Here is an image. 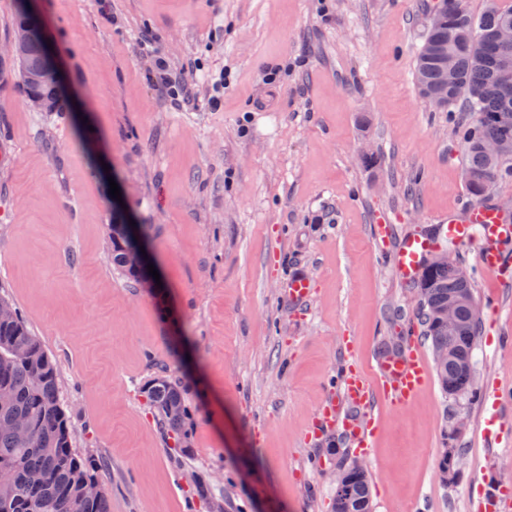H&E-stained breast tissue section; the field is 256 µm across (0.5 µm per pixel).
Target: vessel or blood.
I'll return each instance as SVG.
<instances>
[{
	"instance_id": "b4317fda",
	"label": "vessel or blood",
	"mask_w": 512,
	"mask_h": 512,
	"mask_svg": "<svg viewBox=\"0 0 512 512\" xmlns=\"http://www.w3.org/2000/svg\"><path fill=\"white\" fill-rule=\"evenodd\" d=\"M440 235L448 244L455 246L474 239L482 240L478 262L485 272H499L508 261L503 245L512 240V226L503 223L495 209L475 205L461 214L449 216L441 225ZM432 248L433 241L427 236L412 234L404 237L391 258L396 275L405 281L412 280ZM430 377V366L417 343L412 341L403 355L383 359L373 374H365L359 369L349 373L343 380L341 397L346 402L364 407L370 403L375 389L379 388L395 406L402 407L427 388ZM323 418L335 423L341 434L352 439L358 447H369L373 434L369 425L340 419L338 410L331 404L324 407Z\"/></svg>"
}]
</instances>
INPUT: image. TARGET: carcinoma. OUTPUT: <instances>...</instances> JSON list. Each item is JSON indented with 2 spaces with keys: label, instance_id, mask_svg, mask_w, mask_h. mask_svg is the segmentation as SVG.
Returning <instances> with one entry per match:
<instances>
[{
  "label": "carcinoma",
  "instance_id": "1",
  "mask_svg": "<svg viewBox=\"0 0 512 512\" xmlns=\"http://www.w3.org/2000/svg\"><path fill=\"white\" fill-rule=\"evenodd\" d=\"M19 19L15 27L29 26L26 58L45 69L53 59L45 54L40 28L29 21L25 0H17ZM512 23V8L491 5L477 16L467 13L463 0H442L435 9L424 44L448 49L458 72V81L448 89L447 107L463 103L472 113L463 145V177L469 194L481 203L500 180L512 177V155L493 158L483 149L491 140L512 143V96L504 94L498 80L496 60L499 48L495 34ZM441 64L428 51H419L415 81L420 92L440 83ZM142 226L120 221L109 225L108 257L124 277L139 282L145 271L132 265V253L147 244ZM420 296L418 324L431 340L434 354L448 353L435 361L443 390L451 396H474L473 365L462 358L472 356L478 331V308L473 284H462L454 266L432 263L422 266L413 281ZM461 291L469 299L459 306L458 324L436 318V311L448 297ZM60 378L55 361L26 327L18 311L0 319V512H109L108 492L98 477L100 465L79 457L72 448L73 435L61 404ZM160 427L186 446L182 425L187 415L185 389L181 383L158 376L144 387ZM26 427L20 437L15 424ZM96 485V495L87 487ZM335 512H371V491L367 473L347 475L345 494L334 499Z\"/></svg>",
  "mask_w": 512,
  "mask_h": 512
}]
</instances>
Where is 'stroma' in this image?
<instances>
[{"instance_id": "1", "label": "stroma", "mask_w": 512, "mask_h": 512, "mask_svg": "<svg viewBox=\"0 0 512 512\" xmlns=\"http://www.w3.org/2000/svg\"><path fill=\"white\" fill-rule=\"evenodd\" d=\"M27 4L66 98L32 111L0 58V297L57 357L74 449L105 461L110 512H210L217 500L226 512H334L338 468L357 455L373 512H477L512 493V454L482 437L493 411L512 435V403L496 411L483 396L512 389L499 341L512 333V267L478 271L480 241L449 250L474 280L476 399L434 380L401 410L342 404L376 425L364 453L321 424L350 361L372 372L416 320L392 249L472 203L471 116L449 117L415 84L438 0ZM145 28L183 99L148 82ZM116 216L147 225L160 285L113 271ZM296 277L311 285L302 303L288 298ZM160 367L188 386L184 454L139 392Z\"/></svg>"}]
</instances>
